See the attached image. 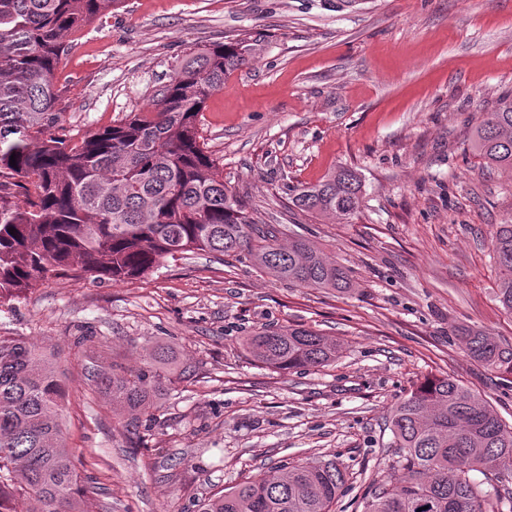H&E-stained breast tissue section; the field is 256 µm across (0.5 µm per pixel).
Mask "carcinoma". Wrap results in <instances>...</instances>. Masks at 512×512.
Instances as JSON below:
<instances>
[{
    "mask_svg": "<svg viewBox=\"0 0 512 512\" xmlns=\"http://www.w3.org/2000/svg\"><path fill=\"white\" fill-rule=\"evenodd\" d=\"M117 2L0 0V302L47 274L125 282L186 252L244 258L304 288L350 287L348 270L320 248L301 238L282 245L276 228L259 226L201 141L207 100L256 54V43L193 49L155 108L77 141L52 135L60 121L55 73L67 39ZM472 144L486 164L512 169L511 96L484 113ZM361 199L358 174L341 168L295 188L292 202L347 219ZM492 242L496 298L512 313V223L496 225ZM459 340L474 360L512 373V345L473 329L460 331ZM244 346L256 362L288 372L326 366L342 352L340 341L290 326L256 331ZM168 361L159 347L136 371L97 374L112 411L146 408L169 381ZM66 393L52 346L0 336V512H83L66 445ZM389 428L400 459L364 499V512H495L512 504L504 478L512 477V426L451 376L419 383L391 410ZM344 484L333 459L284 464L214 494L199 512H332Z\"/></svg>",
    "mask_w": 512,
    "mask_h": 512,
    "instance_id": "1",
    "label": "carcinoma"
}]
</instances>
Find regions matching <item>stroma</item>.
I'll list each match as a JSON object with an SVG mask.
<instances>
[{
	"label": "stroma",
	"mask_w": 512,
	"mask_h": 512,
	"mask_svg": "<svg viewBox=\"0 0 512 512\" xmlns=\"http://www.w3.org/2000/svg\"><path fill=\"white\" fill-rule=\"evenodd\" d=\"M245 38L260 49L208 99L207 148L256 220L309 239L351 287L179 254L125 283L41 278L0 304L1 336L58 353L85 512H197L273 464L318 459L346 473L334 512H362L397 459L386 417L428 377L455 378L512 425V374L456 337L512 345L492 244L512 222V170L470 148L512 92V0H120L70 37L63 124L85 134L150 107L191 49ZM340 167L362 182L355 216L292 205L291 187ZM297 325L340 339L336 362L285 373L242 346ZM160 344L172 383L128 432L94 375Z\"/></svg>",
	"instance_id": "obj_1"
}]
</instances>
